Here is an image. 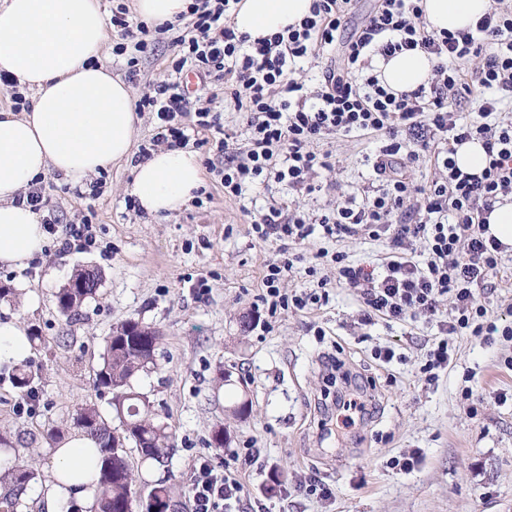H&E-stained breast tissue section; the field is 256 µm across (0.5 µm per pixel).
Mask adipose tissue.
Here are the masks:
<instances>
[{"label": "adipose tissue", "mask_w": 512, "mask_h": 512, "mask_svg": "<svg viewBox=\"0 0 512 512\" xmlns=\"http://www.w3.org/2000/svg\"><path fill=\"white\" fill-rule=\"evenodd\" d=\"M312 0H240L238 33L250 40L281 32L308 14ZM490 0H423L428 30L457 31L475 23ZM107 26L102 0H0V71L11 73L31 107L0 110V267L25 269L48 243L38 212L19 202L22 190L56 172L79 183L108 166L132 162L126 186L150 215L180 210L203 183L199 154L173 147L132 160L140 122L131 86L103 62ZM434 60L419 50L378 62L393 91L416 88ZM31 354L28 329L19 317L0 319V363H23ZM96 443L77 432L60 440L51 457L45 512H89L97 469Z\"/></svg>", "instance_id": "ef3b65f1"}]
</instances>
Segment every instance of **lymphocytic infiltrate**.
Segmentation results:
<instances>
[{"instance_id":"f902f5d3","label":"lymphocytic infiltrate","mask_w":512,"mask_h":512,"mask_svg":"<svg viewBox=\"0 0 512 512\" xmlns=\"http://www.w3.org/2000/svg\"><path fill=\"white\" fill-rule=\"evenodd\" d=\"M239 0H191L186 26L173 34L174 73L191 68L223 82L224 99L237 112L250 113L246 152L231 150V135L209 103L189 110V92L176 80L153 86L137 103L155 116L151 146L188 145V114L196 128L210 132L211 144L224 156L220 172L224 193L239 196L245 185L275 181L292 190L322 191V172L332 171L331 153L316 145L332 135L375 133L383 136L373 171L379 184L363 201L337 203L320 218L303 209L269 206L251 223L259 242L279 244L276 259L263 269L258 302L269 313L320 307L329 300L326 280L314 292L283 286L299 256L295 249L314 234L323 239L386 235L390 253L382 273L349 265L342 253L319 248L321 264L334 266L337 278L359 294L362 324L403 321L415 316L439 319L441 337L427 352L428 369L450 362L449 337L503 334L487 316L479 293L491 288L501 270L502 244L485 238L486 219L497 202L512 196V0H496L474 26L433 34L422 22V0H375L373 9L353 23L355 0H313L310 13L284 32L249 41L234 27ZM120 38L114 51L136 66L172 23L148 26L129 20L125 5L112 11ZM420 49L435 58L426 84L396 93L383 86L373 62ZM322 57L314 89L290 78L296 60ZM480 140L486 154L481 174L458 167L457 145ZM433 161L437 175L416 187L408 172ZM425 244L426 257L415 260L412 241ZM190 492L193 512H224L240 501L241 482L230 470L208 462L194 466Z\"/></svg>"}]
</instances>
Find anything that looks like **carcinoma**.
Instances as JSON below:
<instances>
[{
    "mask_svg": "<svg viewBox=\"0 0 512 512\" xmlns=\"http://www.w3.org/2000/svg\"><path fill=\"white\" fill-rule=\"evenodd\" d=\"M82 279L92 282V286L76 287ZM99 281V275L91 270L74 274L68 284L56 292L59 313L69 319L78 315L82 305L95 296L93 285L99 284ZM152 330L153 327L131 319L113 327L106 340V358L95 381L97 386L113 391V408L121 424L123 440L134 444L142 460L163 466L172 452V434L167 426L155 420L149 401L136 391L133 384L140 373L156 365L155 350L140 347L142 336ZM13 380L17 388L29 391L34 375L30 367L24 364L16 368ZM75 425L95 439L98 445L94 512H132L136 498L135 479L126 449L112 446L116 442V431L93 407L80 409ZM36 478V471L27 464L14 463L0 470V512H18L23 506L28 487ZM154 489L156 510L168 512L173 503L171 485L162 481L155 484Z\"/></svg>",
    "mask_w": 512,
    "mask_h": 512,
    "instance_id": "carcinoma-1",
    "label": "carcinoma"
}]
</instances>
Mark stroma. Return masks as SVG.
I'll list each match as a JSON object with an SVG mask.
<instances>
[{"label": "stroma", "instance_id": "35a3bbf8", "mask_svg": "<svg viewBox=\"0 0 512 512\" xmlns=\"http://www.w3.org/2000/svg\"><path fill=\"white\" fill-rule=\"evenodd\" d=\"M116 41L108 37L103 59L113 75L129 79L135 96L172 80L169 39L140 58L133 76L126 57L111 52ZM378 144L373 135L329 136L319 147L332 152L335 168L321 175L322 191L301 195L284 184H257L239 198L225 196L213 171L221 159L206 145L198 150L205 169L200 193L155 217L128 205V162L105 169L99 195L56 173L42 178L43 213L55 230L28 268H0V285L17 291L14 303L0 305V318L20 316L43 338L31 356V391L14 385V365L0 364V429L29 439L15 455L38 472L23 512H42L52 455L44 431L75 432L74 418L87 406L118 427L113 394L97 388L95 377L107 336L128 319L162 334L156 368L134 386L174 435L164 468L129 453L140 495L166 478L177 512H191L190 476L203 458L239 470L241 512H512L511 339L450 337L449 366L425 371L436 322L359 325V298L335 284L332 269L321 310L291 311L267 323L256 309L263 268L278 245L252 240V213L297 205L317 218L337 202L364 199L376 183L367 158ZM82 222L93 224L95 245L61 251L67 225ZM327 247L350 264L377 268L388 241L363 235ZM84 268L98 272L97 294L77 318L65 319L54 294ZM202 278L208 290L199 295L194 286ZM385 347L395 353L388 363L374 355ZM330 359L353 372L365 393L368 414L354 424H345V411L325 391ZM243 400L248 411L234 416L230 405ZM219 428L227 433L221 448L209 443ZM413 451L418 463L400 469ZM313 481L330 488L331 497L309 493Z\"/></svg>", "mask_w": 512, "mask_h": 512}]
</instances>
